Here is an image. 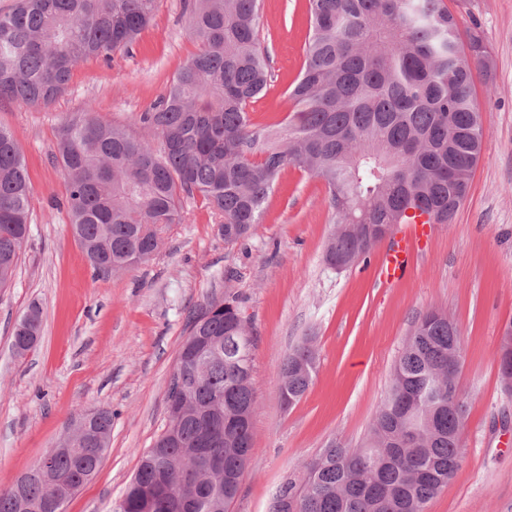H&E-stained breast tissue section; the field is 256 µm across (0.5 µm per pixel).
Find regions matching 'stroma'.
<instances>
[{"label":"stroma","mask_w":512,"mask_h":512,"mask_svg":"<svg viewBox=\"0 0 512 512\" xmlns=\"http://www.w3.org/2000/svg\"><path fill=\"white\" fill-rule=\"evenodd\" d=\"M191 2L158 0L132 51L80 62L53 106L0 105V126L14 131L33 188L28 237L0 288V487L41 459L78 414L105 408L109 447L64 512H117L141 457L167 428V390L192 315L233 299L255 339L257 412L251 462L229 512H269L280 484L303 475L330 441L362 443L414 322L438 309L464 338L458 381L468 415L462 464L426 512H512V393L496 355L512 322V0H446L460 30L479 31L493 57L492 79L478 87L485 137L466 200L451 223L435 225L405 279L380 284L383 243L348 270L326 265L335 230L326 188L294 167L245 240L225 245L219 216L202 197L187 198L158 253L94 273L70 230L59 122L89 106L152 139L140 115L198 50ZM308 27L306 0H265L260 39L274 81L248 108L255 124L294 113L286 90L302 66ZM34 302L41 338L20 358L12 329ZM307 338L318 371L288 408L281 361Z\"/></svg>","instance_id":"obj_1"}]
</instances>
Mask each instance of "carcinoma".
<instances>
[{"label":"carcinoma","mask_w":512,"mask_h":512,"mask_svg":"<svg viewBox=\"0 0 512 512\" xmlns=\"http://www.w3.org/2000/svg\"><path fill=\"white\" fill-rule=\"evenodd\" d=\"M263 0H193L200 50L175 74L168 93L140 116L161 141L155 150L126 128L86 108L58 127L56 160L68 183L73 234L96 273L145 261L163 245L162 228L179 223L181 200L199 195L224 227V243L251 234L281 173L303 169L321 179L336 231L324 259L356 264L380 244V227L408 212L448 224L466 198L483 139L476 80L493 58L475 30L461 39L444 0H307L304 60L288 87L298 108L276 139L248 107L270 86L260 41ZM157 0H17L0 12V104L49 107L72 69L90 57L132 48L154 22ZM32 188L17 141L0 127V288L11 280L28 235ZM41 310L16 324L12 348L35 347ZM177 360L199 373L167 393L168 427L142 457L120 512H172L187 490L197 512H228L250 464L257 410L252 375L235 363L238 344L253 353L248 321L234 301L197 315ZM193 336L222 344L202 355ZM460 330L427 313L396 361L373 425L357 449L331 442L306 478L278 489L270 512H425L460 468L467 416L458 386ZM316 352L307 339L283 358L282 398L301 401L313 384ZM112 411L91 421V438L57 453L52 473L82 486L108 449ZM198 448L224 461L202 478L179 461ZM48 480L30 477L0 489V512H43Z\"/></svg>","instance_id":"obj_1"}]
</instances>
